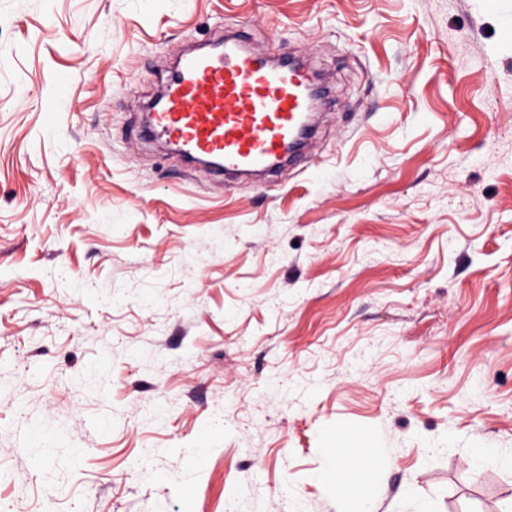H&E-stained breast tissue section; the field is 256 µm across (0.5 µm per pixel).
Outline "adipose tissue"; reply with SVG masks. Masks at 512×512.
<instances>
[{
	"instance_id": "obj_1",
	"label": "adipose tissue",
	"mask_w": 512,
	"mask_h": 512,
	"mask_svg": "<svg viewBox=\"0 0 512 512\" xmlns=\"http://www.w3.org/2000/svg\"><path fill=\"white\" fill-rule=\"evenodd\" d=\"M328 462L319 474L338 497L356 501L359 512H372L371 491L385 478L386 466L370 439L361 443L343 442L329 448Z\"/></svg>"
}]
</instances>
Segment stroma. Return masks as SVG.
<instances>
[{"mask_svg":"<svg viewBox=\"0 0 512 512\" xmlns=\"http://www.w3.org/2000/svg\"><path fill=\"white\" fill-rule=\"evenodd\" d=\"M222 27L334 91L272 184L137 139ZM331 428L512 512V0H0V512H358Z\"/></svg>","mask_w":512,"mask_h":512,"instance_id":"obj_1","label":"stroma"}]
</instances>
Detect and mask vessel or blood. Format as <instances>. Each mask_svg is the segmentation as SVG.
Masks as SVG:
<instances>
[{
  "mask_svg": "<svg viewBox=\"0 0 512 512\" xmlns=\"http://www.w3.org/2000/svg\"><path fill=\"white\" fill-rule=\"evenodd\" d=\"M161 89L144 137L174 145L219 180L240 172L274 174L310 135L312 103L323 96L306 63L270 62L249 48L243 33L181 55Z\"/></svg>",
  "mask_w": 512,
  "mask_h": 512,
  "instance_id": "obj_1",
  "label": "vessel or blood"
}]
</instances>
